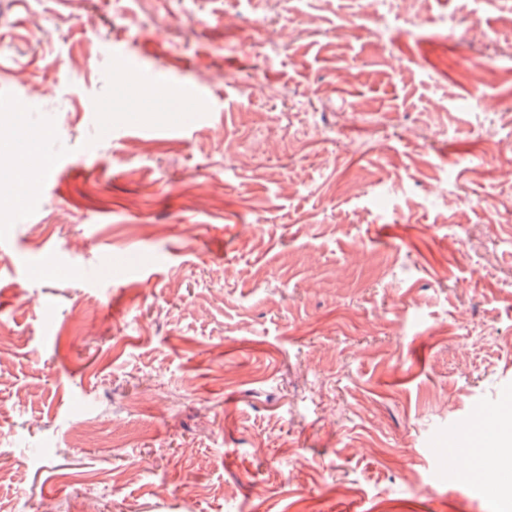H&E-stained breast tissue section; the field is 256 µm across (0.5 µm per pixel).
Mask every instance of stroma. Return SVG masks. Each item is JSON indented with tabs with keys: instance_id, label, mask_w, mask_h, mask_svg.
I'll return each mask as SVG.
<instances>
[{
	"instance_id": "stroma-1",
	"label": "stroma",
	"mask_w": 512,
	"mask_h": 512,
	"mask_svg": "<svg viewBox=\"0 0 512 512\" xmlns=\"http://www.w3.org/2000/svg\"><path fill=\"white\" fill-rule=\"evenodd\" d=\"M0 132V512H512V0H0Z\"/></svg>"
}]
</instances>
